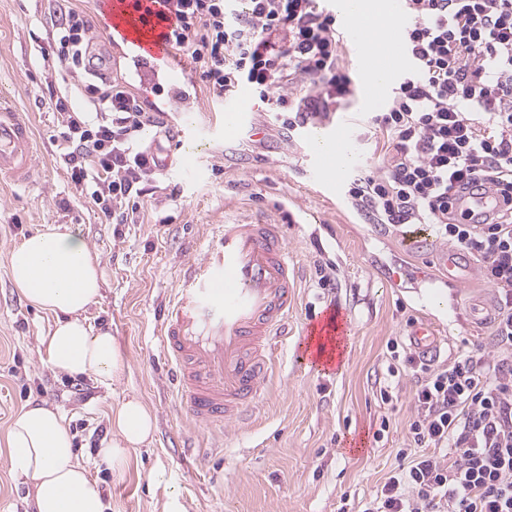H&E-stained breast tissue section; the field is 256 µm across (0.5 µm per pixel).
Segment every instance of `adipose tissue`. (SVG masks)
Segmentation results:
<instances>
[{
  "instance_id": "adipose-tissue-1",
  "label": "adipose tissue",
  "mask_w": 512,
  "mask_h": 512,
  "mask_svg": "<svg viewBox=\"0 0 512 512\" xmlns=\"http://www.w3.org/2000/svg\"><path fill=\"white\" fill-rule=\"evenodd\" d=\"M9 269L19 293L55 318L40 339L52 365L105 385L120 382L128 368L120 344L111 332L92 331L83 320L102 282L100 259L84 240L53 227L36 230L12 249ZM110 422L112 435L99 455L121 472L151 439L155 419L141 397L130 395L113 405ZM6 445L12 467L34 482L36 512H107L97 483L73 459V436L58 410L38 403L22 408Z\"/></svg>"
}]
</instances>
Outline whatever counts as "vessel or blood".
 <instances>
[{
	"label": "vessel or blood",
	"mask_w": 512,
	"mask_h": 512,
	"mask_svg": "<svg viewBox=\"0 0 512 512\" xmlns=\"http://www.w3.org/2000/svg\"><path fill=\"white\" fill-rule=\"evenodd\" d=\"M98 4L113 51L132 64L139 90L167 86L163 110L180 117L166 133L168 145L160 151L159 170L175 166L193 170L196 158L189 147L198 130L184 117L180 65L173 62L166 39L174 24L166 0H98ZM385 10L392 22L375 41L367 36L373 26L368 11L336 15L340 33L355 50L365 95L374 101L382 99L405 63L401 0H386ZM159 60L167 62L166 70L156 68ZM298 130L308 147L304 174L309 186L321 194H338L345 172L340 157L350 151L347 120L306 121L299 123ZM207 133L213 139H229L254 137L259 129L252 113L230 104ZM36 172L32 125L1 99L0 181L25 183ZM500 200V193L483 189L468 196L465 208L480 218L495 211ZM401 246L408 252L434 251L438 265L448 271L449 287L466 291L459 250L448 249L426 230L403 234ZM297 301L296 270L280 225L261 219L220 225L216 240L181 267L174 297L157 315L159 349L180 416L192 426L220 431H235L252 422L269 388L270 352L287 337L288 317ZM344 329L340 313L328 308L305 327L304 334L322 337L330 347ZM409 340L418 354L429 357L439 350V336L429 321L413 322Z\"/></svg>",
	"instance_id": "b4317fda"
}]
</instances>
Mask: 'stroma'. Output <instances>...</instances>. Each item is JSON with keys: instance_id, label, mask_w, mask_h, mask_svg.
<instances>
[{"instance_id": "stroma-1", "label": "stroma", "mask_w": 512, "mask_h": 512, "mask_svg": "<svg viewBox=\"0 0 512 512\" xmlns=\"http://www.w3.org/2000/svg\"><path fill=\"white\" fill-rule=\"evenodd\" d=\"M47 13V0H0V93L31 115L39 147L32 183L0 184V512H35L33 482L12 469L5 446L12 418L35 401L65 414L75 458L98 484L108 512H164L172 496L183 512H359L397 465L414 415L412 372L403 366L390 376L388 341H398L400 354L411 353L408 328L428 317L440 325L442 364L453 346L478 343L495 351L489 329L465 317L449 322L447 312L428 304L430 291L448 289L435 260L402 251L397 233L367 223L346 199L309 191L300 142L249 90L239 105L254 113L262 137L212 142L197 172L153 175L134 223H103L53 141L61 117L47 106L52 76L41 65ZM249 219L283 224L299 268V300L253 424L224 436L190 427L172 412L154 315L171 298L189 249L203 250L214 225ZM320 224L337 239L328 256L330 289L317 285L315 262L325 256L307 239ZM48 225L77 233L100 257L101 295L85 317L93 329L111 331L126 353L129 368L118 384L86 376L82 393H75L71 376L56 371L39 345L52 316L28 304L10 280L12 248ZM404 263L420 279L389 286L370 272ZM328 304L342 309L349 334L342 366L325 371L295 362L291 348L310 316ZM387 384L392 400L385 403L379 389ZM132 394L154 414L156 429L118 473L97 450L111 435L112 405ZM190 442L210 455L223 487L184 459Z\"/></svg>"}]
</instances>
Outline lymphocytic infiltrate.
<instances>
[{"mask_svg":"<svg viewBox=\"0 0 512 512\" xmlns=\"http://www.w3.org/2000/svg\"><path fill=\"white\" fill-rule=\"evenodd\" d=\"M402 74L381 111L360 120L375 161L349 181L353 207L383 229L430 225L474 256L496 295L492 336L437 364L411 355L415 415L408 462L386 478L363 512H512V0H404ZM171 42L187 52L213 101L249 86L284 128L326 119L354 94L339 63L336 16L316 0H168ZM53 46L44 67L58 86L59 148L70 178L88 191L105 223L127 224L149 193L156 167L138 135L158 118L125 80L106 78L88 120L66 96L79 71L105 68L88 18L53 0ZM489 186L503 204L472 223L456 193Z\"/></svg>","mask_w":512,"mask_h":512,"instance_id":"obj_1","label":"lymphocytic infiltrate"}]
</instances>
